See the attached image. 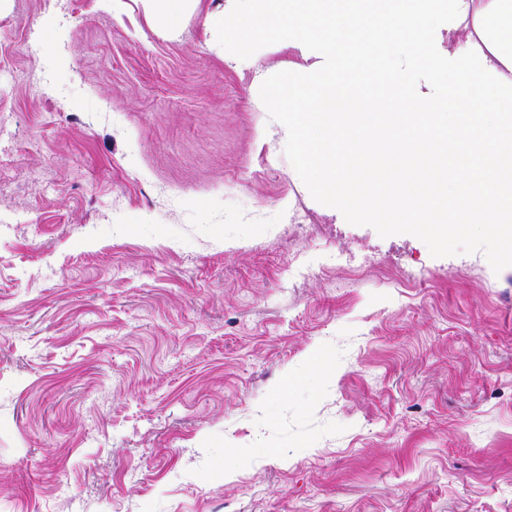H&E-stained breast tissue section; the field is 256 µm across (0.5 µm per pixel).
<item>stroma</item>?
Listing matches in <instances>:
<instances>
[{
    "mask_svg": "<svg viewBox=\"0 0 512 512\" xmlns=\"http://www.w3.org/2000/svg\"><path fill=\"white\" fill-rule=\"evenodd\" d=\"M250 20L0 8V512H512V254L347 220Z\"/></svg>",
    "mask_w": 512,
    "mask_h": 512,
    "instance_id": "1",
    "label": "stroma"
}]
</instances>
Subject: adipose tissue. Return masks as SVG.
I'll return each mask as SVG.
<instances>
[{
    "instance_id": "1",
    "label": "adipose tissue",
    "mask_w": 512,
    "mask_h": 512,
    "mask_svg": "<svg viewBox=\"0 0 512 512\" xmlns=\"http://www.w3.org/2000/svg\"><path fill=\"white\" fill-rule=\"evenodd\" d=\"M285 2L252 0L257 25L287 31L305 63L300 156L350 221L410 220L441 240L512 224V0H300L295 16ZM362 86L386 96L370 137ZM314 120L316 143L305 133Z\"/></svg>"
}]
</instances>
